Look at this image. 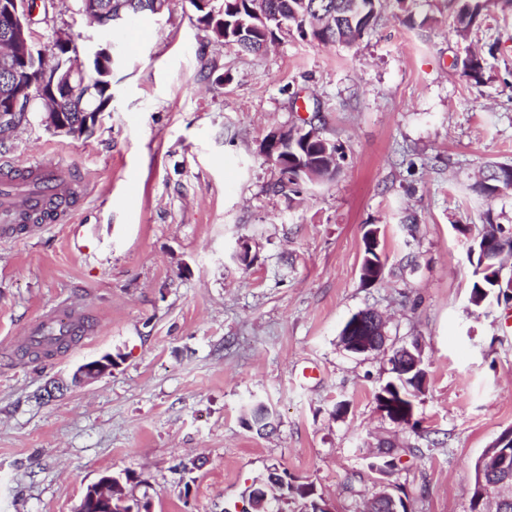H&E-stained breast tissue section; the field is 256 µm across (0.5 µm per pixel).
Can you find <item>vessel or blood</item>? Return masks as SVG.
I'll use <instances>...</instances> for the list:
<instances>
[{
	"label": "vessel or blood",
	"instance_id": "b4317fda",
	"mask_svg": "<svg viewBox=\"0 0 512 512\" xmlns=\"http://www.w3.org/2000/svg\"><path fill=\"white\" fill-rule=\"evenodd\" d=\"M85 182L76 178L64 159L45 156L28 163L0 161V240L13 241L41 231L39 222L49 200H57L55 219L68 221L70 204ZM93 328L84 305L68 304L46 312L24 329L18 347L33 354H55L58 340L75 341Z\"/></svg>",
	"mask_w": 512,
	"mask_h": 512
}]
</instances>
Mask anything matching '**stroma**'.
<instances>
[{"label":"stroma","instance_id":"stroma-1","mask_svg":"<svg viewBox=\"0 0 512 512\" xmlns=\"http://www.w3.org/2000/svg\"><path fill=\"white\" fill-rule=\"evenodd\" d=\"M80 6L46 0L32 41L47 52L65 30L80 50L111 46V104L78 138L48 130L36 102L0 135V157L58 153L86 181L68 223L0 241V512H73L106 473L131 475L150 512H247L245 488L273 464L336 512H363L391 439L406 451L383 480L412 512H469L476 459L512 429V306L470 303L468 259L485 214L512 227V190H476L486 163L512 164V0L466 43L452 0H433L386 10L351 48L291 38L259 55L225 46L188 0L139 17L133 50L134 13L107 29ZM470 48L486 60L477 81L462 71ZM310 121L340 144L341 171L275 191L262 142ZM373 226L385 273L365 286ZM67 300L94 315V336L53 358L15 348ZM370 308L389 343L423 346L415 427L377 408L385 355L339 344ZM106 352L110 375L46 395ZM258 402L273 422L261 434L243 423Z\"/></svg>","mask_w":512,"mask_h":512}]
</instances>
